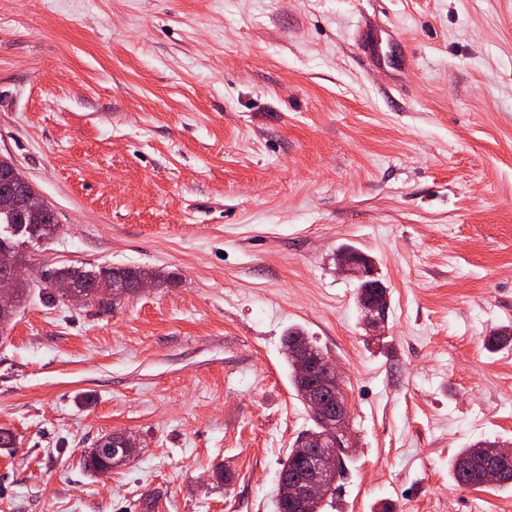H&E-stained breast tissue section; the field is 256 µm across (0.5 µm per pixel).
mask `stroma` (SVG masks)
Instances as JSON below:
<instances>
[{
	"instance_id": "35a3bbf8",
	"label": "stroma",
	"mask_w": 512,
	"mask_h": 512,
	"mask_svg": "<svg viewBox=\"0 0 512 512\" xmlns=\"http://www.w3.org/2000/svg\"><path fill=\"white\" fill-rule=\"evenodd\" d=\"M0 157L60 223L0 340V512H275L292 326L357 438L322 512H512L449 474L512 439V0H0ZM64 264L160 279L63 304ZM113 432L134 461L84 471ZM342 249H347L348 251H337L336 264L340 269L354 275L361 282H364L366 288H370V297H364L361 304L366 314L367 329L371 332L370 335L381 336V329L384 328L386 321L384 318L385 307L383 304V300L387 301L386 287L377 278V270L366 255L350 253L349 250L360 252L350 246L343 247ZM361 282H359L357 286V305L363 319L364 312L361 308L360 298L362 297L364 288ZM96 447L90 448L89 452L83 456V465L86 469L97 472L92 466L91 460L95 458L96 454L102 455L107 448H113V457L118 454V448L125 452V455L135 456L140 447V443L136 437L128 433H117L99 439ZM96 452V454H94ZM499 443L496 440L490 441H478L476 443L468 445L466 448H462L454 457L451 464V472L454 481L459 486L464 487H477L475 486V479L471 473L464 469L461 465L462 461L466 458L472 457L477 453L485 450L486 448H478L482 444H495Z\"/></svg>"
}]
</instances>
